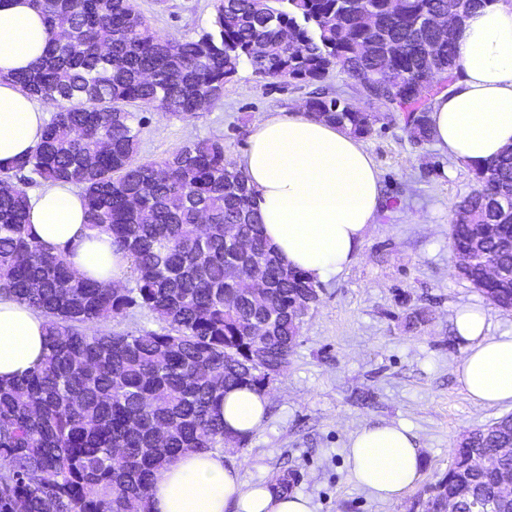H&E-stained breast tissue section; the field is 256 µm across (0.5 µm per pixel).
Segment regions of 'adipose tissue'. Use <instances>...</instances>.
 <instances>
[{
	"instance_id": "obj_1",
	"label": "adipose tissue",
	"mask_w": 512,
	"mask_h": 512,
	"mask_svg": "<svg viewBox=\"0 0 512 512\" xmlns=\"http://www.w3.org/2000/svg\"><path fill=\"white\" fill-rule=\"evenodd\" d=\"M50 34L31 0H0V168H12L40 141L47 107L14 80L43 56ZM462 76L436 96L429 118L438 146L477 167L512 148V0L474 10L457 40ZM238 167L254 192L261 232L289 267L313 281L332 279L359 257L380 205V172L358 139L307 110L273 115L253 129ZM28 221L38 239L62 251L82 277L124 281L127 253L103 230L88 229L85 202L69 183L29 194ZM464 342L458 386L477 406L512 405V335L491 333L484 310L460 309ZM44 317L0 295V382L33 367L44 352ZM265 393L236 387L221 412L228 435L247 439L262 426ZM353 481L392 502L420 477L416 437L402 424L376 423L351 434L345 447ZM150 512H312L309 498L246 484L216 450H189L155 475Z\"/></svg>"
}]
</instances>
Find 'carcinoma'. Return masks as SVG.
Masks as SVG:
<instances>
[{
	"mask_svg": "<svg viewBox=\"0 0 512 512\" xmlns=\"http://www.w3.org/2000/svg\"><path fill=\"white\" fill-rule=\"evenodd\" d=\"M498 0H216L210 29L172 40L131 0H33L51 40L17 82L56 103L32 153L0 173V293L46 320L43 358L0 384V512H148L157 471L190 448L224 447L219 408L238 386L265 390L288 365L316 282L286 265L260 234L252 191L220 138L197 139L159 160L138 158L134 107L182 121L224 97L242 65L262 78L313 84L338 69L385 112L315 93L313 116L367 137L382 120L432 141L434 97L457 79L456 31ZM23 184L64 181L81 190L91 229L112 234L131 259L134 286L79 277L28 224ZM477 187L455 205L450 240L470 253L462 278L512 310V149L475 169ZM247 243L224 240V225ZM485 224L499 225L491 237ZM264 281L276 316L252 304ZM138 310L157 329L112 331ZM468 431L428 499L512 509L500 475L512 474V415ZM497 461L487 470L471 459Z\"/></svg>",
	"mask_w": 512,
	"mask_h": 512,
	"instance_id": "1",
	"label": "carcinoma"
}]
</instances>
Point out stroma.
Returning <instances> with one entry per match:
<instances>
[{
	"mask_svg": "<svg viewBox=\"0 0 512 512\" xmlns=\"http://www.w3.org/2000/svg\"><path fill=\"white\" fill-rule=\"evenodd\" d=\"M170 39L208 28L214 0H133ZM309 86L262 79L244 68L221 101L196 121L141 109L139 157H165L186 142L224 140L230 160L248 147L254 126L301 106ZM380 171L381 205L359 260L320 285L288 366L270 383L265 424L240 447L224 451L246 483L276 484L310 498L313 512H413L445 473L462 435L512 413L477 406L455 376L463 346L453 317L464 305L485 307L494 334L512 333V312L454 270L449 218L476 185L473 169L436 143H412L401 125L363 138ZM377 422L408 425L422 460L421 477L398 501L373 499L351 479L344 448L356 430Z\"/></svg>",
	"mask_w": 512,
	"mask_h": 512,
	"instance_id": "stroma-1",
	"label": "stroma"
}]
</instances>
